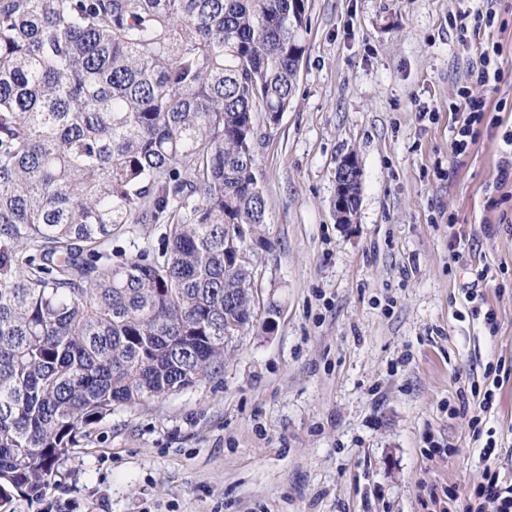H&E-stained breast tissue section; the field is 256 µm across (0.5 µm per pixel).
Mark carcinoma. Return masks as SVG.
I'll list each match as a JSON object with an SVG mask.
<instances>
[{"label": "carcinoma", "mask_w": 512, "mask_h": 512, "mask_svg": "<svg viewBox=\"0 0 512 512\" xmlns=\"http://www.w3.org/2000/svg\"><path fill=\"white\" fill-rule=\"evenodd\" d=\"M306 2L0 0V503L224 368L255 309L224 243L268 245L255 114L291 104Z\"/></svg>", "instance_id": "1"}]
</instances>
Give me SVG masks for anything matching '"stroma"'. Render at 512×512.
<instances>
[{"mask_svg": "<svg viewBox=\"0 0 512 512\" xmlns=\"http://www.w3.org/2000/svg\"><path fill=\"white\" fill-rule=\"evenodd\" d=\"M307 51L277 124L258 118L268 247L250 251L257 304L213 378L120 407L8 512H440L512 479V0H308ZM499 45L502 80L470 82ZM490 107L450 152L460 89ZM361 169L355 223L336 221V166ZM464 236L469 248L453 253ZM478 284L496 324L465 299ZM511 373L487 412L472 386ZM465 404L451 415L449 404ZM480 416L482 436L470 418ZM450 456L427 458L432 444Z\"/></svg>", "mask_w": 512, "mask_h": 512, "instance_id": "35a3bbf8", "label": "stroma"}]
</instances>
